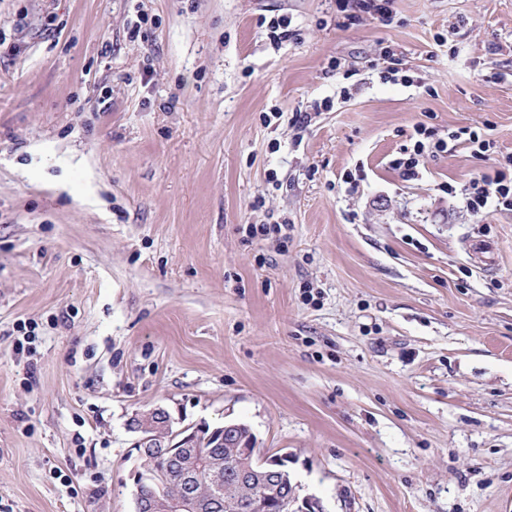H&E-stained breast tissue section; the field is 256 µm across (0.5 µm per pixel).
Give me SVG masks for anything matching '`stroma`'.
<instances>
[{
    "mask_svg": "<svg viewBox=\"0 0 512 512\" xmlns=\"http://www.w3.org/2000/svg\"><path fill=\"white\" fill-rule=\"evenodd\" d=\"M389 7L0 0V512H133L157 404L322 512H512V212L443 191L512 154V0ZM419 123L494 152L404 180ZM288 463V457L287 455H275L271 457H260V459L257 461L256 467H260L266 470V475L268 477V488H267V498L262 505L263 510L267 511L271 506L272 507H280V499L277 496V492L279 489V484L283 481V479L288 475L289 480L287 485H283L280 488V497L282 502L284 503L285 509H282L280 512H290L288 508V498L291 494V484H292V477L290 474L287 473L285 469H288L287 467Z\"/></svg>",
    "mask_w": 512,
    "mask_h": 512,
    "instance_id": "obj_1",
    "label": "stroma"
}]
</instances>
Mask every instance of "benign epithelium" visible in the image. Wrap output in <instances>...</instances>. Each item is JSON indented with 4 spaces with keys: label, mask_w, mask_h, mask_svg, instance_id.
Returning <instances> with one entry per match:
<instances>
[{
    "label": "benign epithelium",
    "mask_w": 512,
    "mask_h": 512,
    "mask_svg": "<svg viewBox=\"0 0 512 512\" xmlns=\"http://www.w3.org/2000/svg\"><path fill=\"white\" fill-rule=\"evenodd\" d=\"M237 429L238 425L232 423L210 431L204 425L179 427L171 414L160 405L135 413L128 422V430L135 435L133 446L140 456L154 457L167 463L175 462L187 453L191 454L173 494L164 491L150 495L142 494L143 488L166 481V470H145L135 475L132 491L135 512H202L201 497L197 492L199 469L196 446L202 437L207 442L222 444L225 439L236 437ZM256 462L258 467L266 470L268 477L267 498L263 510L266 512L271 507H280L277 492L279 484L287 475L288 456H263ZM212 485L213 491L207 499L208 508L210 512H223L222 477L218 474L212 475Z\"/></svg>",
    "instance_id": "benign-epithelium-1"
}]
</instances>
